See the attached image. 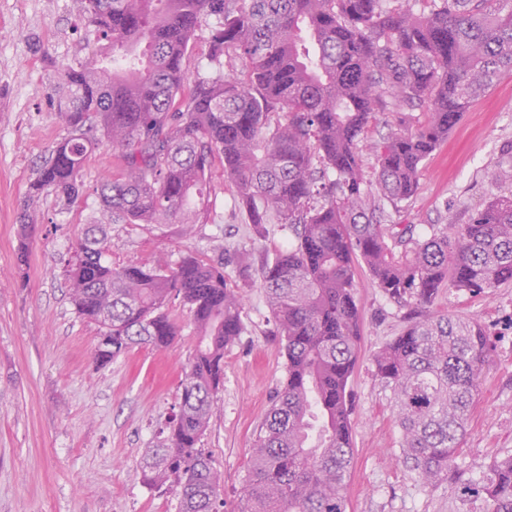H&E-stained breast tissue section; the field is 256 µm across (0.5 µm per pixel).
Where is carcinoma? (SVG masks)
Here are the masks:
<instances>
[{
  "label": "carcinoma",
  "mask_w": 512,
  "mask_h": 512,
  "mask_svg": "<svg viewBox=\"0 0 512 512\" xmlns=\"http://www.w3.org/2000/svg\"><path fill=\"white\" fill-rule=\"evenodd\" d=\"M101 46L59 70L63 137L37 167L28 199L64 208L86 193L83 172L106 142L123 172L94 188L99 208L73 243L72 305L98 326L96 365L137 343L166 348L180 326L198 332L165 443L143 465L173 490L178 512H220L223 479L200 443L224 382V348L242 335L241 299L214 256L187 250L175 265L116 267L105 226L179 224L188 236L209 216L210 173L224 168L249 223L274 214L295 242L263 272L286 357V379L256 435L238 512H347L353 460L347 386L358 359L354 260L391 299L417 310L374 357L393 396L402 461L422 485L448 479L488 364L490 339L475 319L432 309L449 284L485 293L512 283V194L466 224L385 223L415 193L422 162L470 104L512 73V0H78ZM210 29V72L189 80L196 32ZM425 120L410 124L408 113ZM389 134L364 135L379 112ZM19 212L15 270L26 273L33 221ZM487 512H512V457L460 488Z\"/></svg>",
  "instance_id": "carcinoma-1"
}]
</instances>
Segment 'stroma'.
Here are the masks:
<instances>
[{
  "label": "stroma",
  "mask_w": 512,
  "mask_h": 512,
  "mask_svg": "<svg viewBox=\"0 0 512 512\" xmlns=\"http://www.w3.org/2000/svg\"><path fill=\"white\" fill-rule=\"evenodd\" d=\"M94 42L77 0H0V512H176L174 492L148 485L141 461L162 441L180 394L197 333L179 301L168 306L181 330L157 349L135 345L104 368L93 347L98 329L69 299L66 262L98 206L87 194L72 209L54 197L35 204L25 278L14 273L18 212L37 167L66 134L56 117L64 91L61 65L86 59ZM512 144V74L474 102L446 141L422 163L418 189L392 214L397 224L467 223L471 213L512 185L493 179ZM210 215L195 237L176 224H114V266H150L185 249L212 254L223 245L226 267L242 297L244 331L224 351V387L202 439L224 479L233 512L251 466L256 434L286 378V360L262 283V268L292 239L269 222L256 236L239 210L222 166L211 173ZM361 314L360 356L348 388L354 463L349 512H486L481 498L460 497V482L479 479L512 456V285L484 294L440 288L435 311L477 319L492 342L478 381L457 475L423 487L403 466L391 392L376 375L374 355L409 322L413 302H396L355 265Z\"/></svg>",
  "instance_id": "stroma-1"
}]
</instances>
